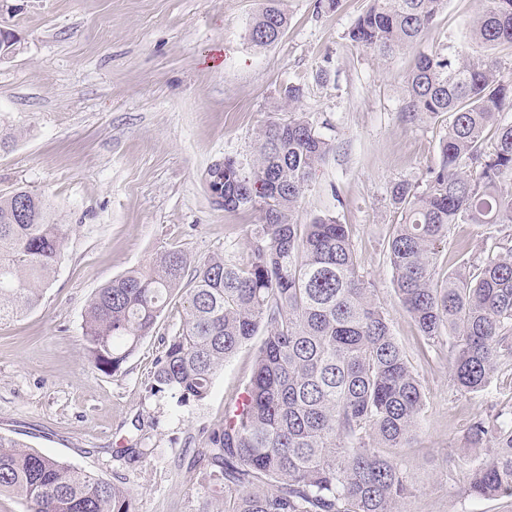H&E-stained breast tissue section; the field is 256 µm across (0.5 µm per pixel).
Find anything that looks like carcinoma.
<instances>
[{"label":"carcinoma","instance_id":"obj_1","mask_svg":"<svg viewBox=\"0 0 512 512\" xmlns=\"http://www.w3.org/2000/svg\"><path fill=\"white\" fill-rule=\"evenodd\" d=\"M285 0H264L249 29L260 48L288 28ZM447 0H372L349 39L382 58L413 46ZM488 48L512 46V0H485L465 33ZM410 120L448 115L439 163L424 189L394 184L399 214L387 254L396 294L427 343L448 342L457 386L483 389L512 371V237L479 260L455 224H512V81L492 59L463 50L420 54L404 77ZM302 90H284L286 119L257 136L254 160L224 158L207 171L226 211L261 212L243 263L214 254L190 260L162 251L99 288L85 311L90 363L119 372L154 335L175 299L186 317L164 339L151 391L181 406L204 400L216 373L259 339L254 368L224 419L202 431L198 462L217 512H408L418 492L400 449L408 447L425 401L416 373L393 336L362 273L352 231L324 213L301 224L299 201L332 143L297 112ZM488 130L495 138L485 144ZM69 237L38 192L0 196V323L38 307ZM451 271L436 278L442 255ZM486 458L473 466L466 494L512 497V405L476 416L466 433ZM25 499L32 512H133L121 483L42 455L0 434V494Z\"/></svg>","mask_w":512,"mask_h":512}]
</instances>
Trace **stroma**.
Listing matches in <instances>:
<instances>
[{
  "label": "stroma",
  "instance_id": "stroma-1",
  "mask_svg": "<svg viewBox=\"0 0 512 512\" xmlns=\"http://www.w3.org/2000/svg\"><path fill=\"white\" fill-rule=\"evenodd\" d=\"M288 28L267 48L248 29L262 0H0L13 57L0 62V196L41 193L71 233L41 304L0 323V433L72 466L120 480L135 512H214L202 473H187L199 432L224 417L246 387L253 346L219 370L204 401L178 405L150 390L162 337L185 318L175 304L121 371L88 359L90 295L176 247L194 259L242 261L260 214L216 208L209 166L252 157L259 130L286 86L299 112L334 145L305 191L299 222L330 210L350 225L363 274L418 376L426 406L403 455L421 492L408 512H512L507 499L463 492L482 454L465 440L470 421L512 403V375L478 392L454 385L448 347L419 335L395 293L386 245L397 222L389 189L422 184L447 118L403 119V77L415 57L453 52L482 0H448L419 43L383 59L347 37L371 0H286ZM140 451L138 461L124 449Z\"/></svg>",
  "mask_w": 512,
  "mask_h": 512
}]
</instances>
